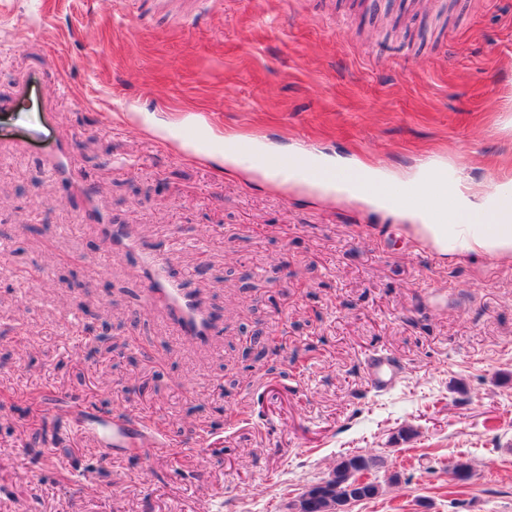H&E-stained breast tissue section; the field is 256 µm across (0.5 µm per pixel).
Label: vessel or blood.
Returning <instances> with one entry per match:
<instances>
[{
	"instance_id": "b4317fda",
	"label": "vessel or blood",
	"mask_w": 512,
	"mask_h": 512,
	"mask_svg": "<svg viewBox=\"0 0 512 512\" xmlns=\"http://www.w3.org/2000/svg\"><path fill=\"white\" fill-rule=\"evenodd\" d=\"M44 165L56 179L70 187L80 188L69 142H59L55 150L45 157ZM84 218L97 225L111 251L137 256L149 289L148 305L165 313L177 336L194 349H213L220 332L209 304L183 281L173 278L169 271L170 256L178 247L200 248L205 244L204 239L179 233L161 245L143 242L125 227L106 223L101 206L94 201L90 202ZM369 369L375 386L380 389L390 385L398 375L396 365L379 353L370 358ZM84 432L94 439L99 453L106 457L121 451L136 454L144 448L163 454L176 445L174 436L159 433L154 425L125 413L100 415L85 427Z\"/></svg>"
}]
</instances>
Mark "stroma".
I'll list each match as a JSON object with an SVG mask.
<instances>
[{
	"instance_id": "35a3bbf8",
	"label": "stroma",
	"mask_w": 512,
	"mask_h": 512,
	"mask_svg": "<svg viewBox=\"0 0 512 512\" xmlns=\"http://www.w3.org/2000/svg\"><path fill=\"white\" fill-rule=\"evenodd\" d=\"M0 0V512H289L348 454L349 512H512V258L443 256L390 216L248 177L224 135L473 191L512 176V0ZM26 97H19L21 86ZM198 124V141L160 125ZM73 140L112 223L212 233L173 277L223 332L200 354L136 260L43 171ZM109 324L76 353L69 322ZM399 368L378 391L369 357ZM53 393L150 420L168 453L58 442ZM464 460L465 483L449 469Z\"/></svg>"
}]
</instances>
